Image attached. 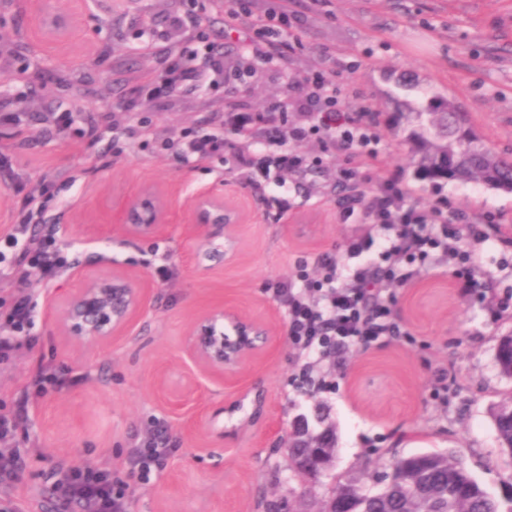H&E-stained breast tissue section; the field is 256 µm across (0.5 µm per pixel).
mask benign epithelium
<instances>
[{"instance_id": "1", "label": "benign epithelium", "mask_w": 512, "mask_h": 512, "mask_svg": "<svg viewBox=\"0 0 512 512\" xmlns=\"http://www.w3.org/2000/svg\"><path fill=\"white\" fill-rule=\"evenodd\" d=\"M168 205L157 189L147 186L139 196L128 201L120 212V224L135 235L157 233L165 224ZM191 220L215 228L201 233L194 245L196 255L207 260H235L241 233L237 208L224 202V196L200 192L191 205ZM146 303L142 286L122 272L89 278L83 288L62 305V327L76 341L99 347L129 324L132 316ZM272 342V332L262 321L245 318L231 305H214L194 321L187 338V354L197 366L229 381L246 363L265 351ZM322 416L314 411L299 413L288 424V439L311 443L317 428L327 431ZM287 466L292 472L315 479L332 466L327 441ZM362 498L350 493L342 498L331 494L335 508L328 512H363Z\"/></svg>"}]
</instances>
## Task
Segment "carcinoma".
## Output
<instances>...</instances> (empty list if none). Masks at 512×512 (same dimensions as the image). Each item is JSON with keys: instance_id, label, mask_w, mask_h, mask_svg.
<instances>
[{"instance_id": "obj_1", "label": "carcinoma", "mask_w": 512, "mask_h": 512, "mask_svg": "<svg viewBox=\"0 0 512 512\" xmlns=\"http://www.w3.org/2000/svg\"><path fill=\"white\" fill-rule=\"evenodd\" d=\"M391 123L408 131L406 142L416 158V177L433 185L486 184L512 192V160L497 157L489 167L490 148L481 138L466 140L461 133L471 127L467 115L450 98L424 92L417 105L394 101ZM512 335L503 337L495 359L500 373L512 377L509 346ZM492 420L501 451L512 458V400L499 404ZM399 479L363 494L367 512H420L433 502L448 505L447 512H502V500L489 492L453 453H416L396 461Z\"/></svg>"}]
</instances>
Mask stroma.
<instances>
[{
    "instance_id": "obj_1",
    "label": "stroma",
    "mask_w": 512,
    "mask_h": 512,
    "mask_svg": "<svg viewBox=\"0 0 512 512\" xmlns=\"http://www.w3.org/2000/svg\"><path fill=\"white\" fill-rule=\"evenodd\" d=\"M288 7L303 19L302 46L288 68L268 63L242 83L155 99L138 93L160 68L150 45L187 11V0H0V103L43 105L26 109L20 126H0V153L19 160L26 182L20 195L11 175L0 174V233L52 173L44 219L70 262L32 276V344L0 360V413L21 406L27 418L0 439V448L28 451L19 478L0 485V498L19 512H80L55 491L51 470L89 465L126 475L132 436L152 416L166 420L174 451L149 484H135L129 512H267L269 503L298 495L306 487L286 468L285 441L292 417L312 410L335 428L337 458L309 487L311 512H320L336 482L374 490L373 473L419 451L460 455L492 492L512 485V457L501 452L491 417L512 397V378L495 361L499 338L512 334V255L463 234L479 257L476 269L445 264L394 291L411 339L319 361L318 384L301 389L286 313L268 286L319 253L347 262L346 242L365 227L336 219L332 178L344 154L284 176L283 186L254 190L225 170L223 158L181 159L162 146L187 133L224 136L225 98L263 111L323 62L347 76L350 105L377 113L380 169L398 174L413 200L442 199L474 224L512 226V192L456 183L438 190L415 180L406 133L387 120L388 95L403 76L414 85L410 100L426 90L458 100L488 147L512 154V0H288ZM41 12L64 14L63 31L35 23ZM200 22L226 65L247 55L249 21L225 26L222 0H208ZM58 112L70 113L68 130L53 129ZM90 122L100 134L93 144L80 135ZM146 186L167 196L171 217L157 235L135 237L116 218ZM203 191L241 210L242 249L232 264L207 269L194 257L203 228L187 217ZM162 264L174 269L172 279H161ZM115 270L141 282L146 306L109 344L82 346L62 330L63 301L86 275ZM216 304L262 319L275 334L234 385L205 375L184 351L194 320ZM50 371L58 386L37 392L34 380ZM443 374L450 388L441 398ZM239 398L243 409L229 413Z\"/></svg>"
}]
</instances>
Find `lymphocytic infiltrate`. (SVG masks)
<instances>
[{"label":"lymphocytic infiltrate","mask_w":512,"mask_h":512,"mask_svg":"<svg viewBox=\"0 0 512 512\" xmlns=\"http://www.w3.org/2000/svg\"><path fill=\"white\" fill-rule=\"evenodd\" d=\"M224 12L228 25L240 15L252 16L251 65L228 69L223 55L213 53L209 69L200 70L194 65L190 40L166 39L157 46L164 68L152 83L141 87V94L152 98L188 86H211L219 74L225 82L236 83L254 76L258 64L275 58L289 60L301 44L297 35L301 18L289 11L286 0H229ZM341 85L342 78L335 71L315 67L301 77L297 91L265 111L252 115L239 101L225 99L232 139L194 137L179 148L181 154L199 160L227 152L234 168L250 183L273 172L285 174L323 166V158L285 149L289 139L300 142L313 137L325 148L349 156V165L336 171V185L342 191L336 217L342 224L377 225L384 238L379 241L365 235L351 239L346 246L349 264L319 256L312 263H299L295 274L273 284L272 296L287 314L288 337L304 378L312 374L316 358L343 349H366L406 335L388 291L391 284L407 282L398 273L401 264L421 272L431 267L435 257L444 256L471 268L476 265L475 253L460 246L463 216L449 214L446 203L440 200L427 207L412 201L410 190L396 174L383 175L375 183L366 178V171L379 165L378 122L369 106L348 105ZM292 112L302 113V124L289 125ZM254 124L261 125L269 142L281 145L280 153L257 158L244 149L243 142ZM58 263L54 237L48 233L30 242L15 258L12 270L24 285L32 273L55 271ZM34 308L32 296L24 288L19 290L6 320L11 333L0 336V357H9L20 347L33 323ZM170 453L163 424L153 422L144 440L130 453V477L148 483ZM51 476L82 512H128V479L111 476L100 468L62 465L54 468Z\"/></svg>","instance_id":"obj_1"}]
</instances>
